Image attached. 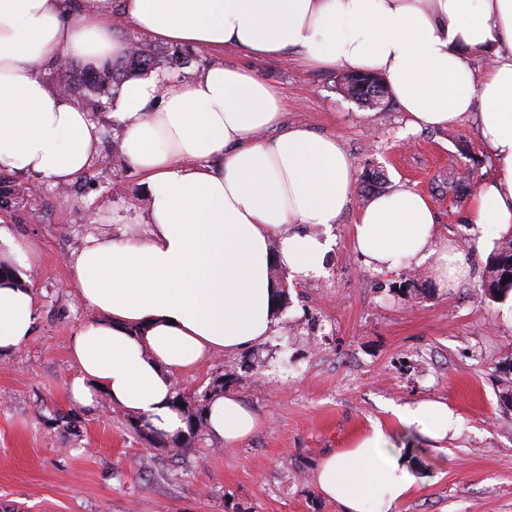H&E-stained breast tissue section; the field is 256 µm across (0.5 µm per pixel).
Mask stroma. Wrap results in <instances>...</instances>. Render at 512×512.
<instances>
[{"label": "stroma", "instance_id": "35a3bbf8", "mask_svg": "<svg viewBox=\"0 0 512 512\" xmlns=\"http://www.w3.org/2000/svg\"><path fill=\"white\" fill-rule=\"evenodd\" d=\"M156 49L155 71L171 80L242 61L230 48ZM255 68L283 92L288 122L336 137L355 179L378 172L387 187L424 195L439 239L466 251L470 278L444 288L427 266L368 268L352 246L358 211L370 199L357 189L338 220L325 275L291 280L277 271L285 298L272 336L175 375L176 392L197 413L182 438L137 431L103 400L75 405L67 395L77 373L70 343L94 313L69 286L68 261L90 233L117 239L125 227L143 238L151 206L141 175L117 161L119 87L81 88L75 101L102 128L98 159L69 192L43 184L0 204V233L34 251L32 261L14 265L29 273L37 305L30 341L0 354V512H340L313 482L318 460L372 424L395 426L390 404L423 398L448 403L461 427L443 451L413 439L420 479L399 512H512V408L501 401L512 379V318L484 289L498 239L471 235L473 198L448 188L449 172H468L475 187L494 172L476 124L466 118L413 131L393 101L363 115L339 92L337 71L289 56ZM222 388L265 421L232 447L208 435L203 416Z\"/></svg>", "mask_w": 512, "mask_h": 512}]
</instances>
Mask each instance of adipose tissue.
Wrapping results in <instances>:
<instances>
[{
  "label": "adipose tissue",
  "mask_w": 512,
  "mask_h": 512,
  "mask_svg": "<svg viewBox=\"0 0 512 512\" xmlns=\"http://www.w3.org/2000/svg\"><path fill=\"white\" fill-rule=\"evenodd\" d=\"M117 12L148 42L232 48L247 63L124 83L122 154L152 204L145 239L91 233L68 263L71 286L96 313L71 341L73 403L104 398L149 430L180 436L187 421L173 404L174 374L270 336L273 265L293 278L324 273L353 195L352 162L335 137L285 123L284 95L253 62L294 54L308 68L378 74L416 129L473 117L495 172L469 221L481 234L512 233V0H83L68 17L62 0H0V170L66 185L98 157L99 125L41 69L126 56ZM470 52L486 54L481 74L468 67ZM353 242L379 273L428 263L448 288L471 271L458 245L439 240L426 198L404 186L360 209ZM36 314L24 274L0 280V353L29 341ZM391 413L393 428L372 424L316 465V488L342 512H398L418 480L404 437L442 444L461 421L430 399ZM205 422L227 445L264 425L229 391L212 397Z\"/></svg>",
  "instance_id": "ef3b65f1"
}]
</instances>
